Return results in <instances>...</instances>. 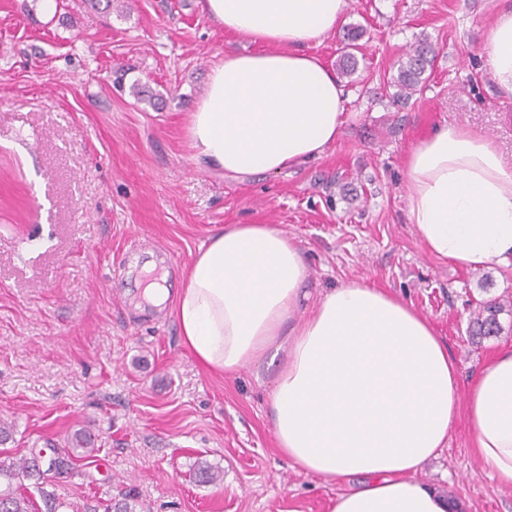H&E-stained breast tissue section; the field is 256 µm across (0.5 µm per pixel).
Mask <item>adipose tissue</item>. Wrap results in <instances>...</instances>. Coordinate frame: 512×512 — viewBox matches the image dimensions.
I'll list each match as a JSON object with an SVG mask.
<instances>
[{"instance_id": "obj_1", "label": "adipose tissue", "mask_w": 512, "mask_h": 512, "mask_svg": "<svg viewBox=\"0 0 512 512\" xmlns=\"http://www.w3.org/2000/svg\"><path fill=\"white\" fill-rule=\"evenodd\" d=\"M225 34L256 44L210 69L187 120L195 159L238 178L319 159L347 96L308 52L350 0H199ZM491 81L512 97V5L483 46ZM408 220L425 249L477 269L512 264V164L489 138L439 127L407 161ZM303 251L270 224H228L195 255L175 297L184 345L207 369H273L268 392L280 452L305 473L348 482L331 512H451L421 479L457 419L492 478L512 487V347L468 391L447 345L411 305L353 281L318 299Z\"/></svg>"}]
</instances>
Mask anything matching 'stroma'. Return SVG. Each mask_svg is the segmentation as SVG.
Here are the masks:
<instances>
[{"label":"stroma","mask_w":512,"mask_h":512,"mask_svg":"<svg viewBox=\"0 0 512 512\" xmlns=\"http://www.w3.org/2000/svg\"><path fill=\"white\" fill-rule=\"evenodd\" d=\"M499 0H350L344 26L309 45L336 66L359 27L342 133L300 169L229 178L198 164L187 117L209 70L244 50L197 0H0V419L20 456L83 430L98 449L56 479L59 512H105L126 490L136 512H329L342 491L276 449L268 371L227 378L185 348L175 309L145 304L151 261L177 290L198 248L227 224H272L306 256L308 288L364 280L411 303L469 383L512 346V269H464L429 255L407 218L405 161L443 125L494 141L512 163V97L482 48ZM437 58L423 94L401 104L388 82L409 46ZM146 86L157 105L136 100ZM499 302L497 335L468 334ZM458 420L421 477L461 512H512ZM205 462L222 483L198 482Z\"/></svg>","instance_id":"obj_1"}]
</instances>
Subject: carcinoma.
Returning <instances> with one entry per match:
<instances>
[{"instance_id":"1","label":"carcinoma","mask_w":512,"mask_h":512,"mask_svg":"<svg viewBox=\"0 0 512 512\" xmlns=\"http://www.w3.org/2000/svg\"><path fill=\"white\" fill-rule=\"evenodd\" d=\"M363 36L359 28L346 32L348 51L341 55L338 71L342 76L352 75L358 60L352 50ZM436 58L435 48L425 40L410 46L406 60L401 62L396 78L393 79L397 92L393 101L409 100L423 91L425 73L432 68ZM499 306L493 301L481 305L475 313L473 323L480 335H495L500 330L497 315ZM86 435L76 430L67 435L63 443L47 441L42 448H32L20 457L4 455L0 457V512H57L60 507L54 492L48 486L54 478L78 474L79 461L91 455ZM31 481L34 491L24 484Z\"/></svg>"}]
</instances>
